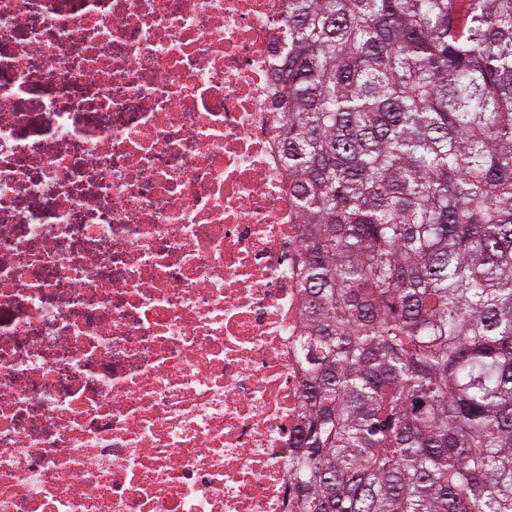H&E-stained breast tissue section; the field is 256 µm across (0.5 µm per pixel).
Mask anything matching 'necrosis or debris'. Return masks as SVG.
Instances as JSON below:
<instances>
[{
  "instance_id": "4bbe7bcc",
  "label": "necrosis or debris",
  "mask_w": 512,
  "mask_h": 512,
  "mask_svg": "<svg viewBox=\"0 0 512 512\" xmlns=\"http://www.w3.org/2000/svg\"><path fill=\"white\" fill-rule=\"evenodd\" d=\"M288 0H0V512H287Z\"/></svg>"
}]
</instances>
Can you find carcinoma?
Instances as JSON below:
<instances>
[{"mask_svg": "<svg viewBox=\"0 0 512 512\" xmlns=\"http://www.w3.org/2000/svg\"><path fill=\"white\" fill-rule=\"evenodd\" d=\"M288 512H512V0H288Z\"/></svg>", "mask_w": 512, "mask_h": 512, "instance_id": "obj_1", "label": "carcinoma"}]
</instances>
